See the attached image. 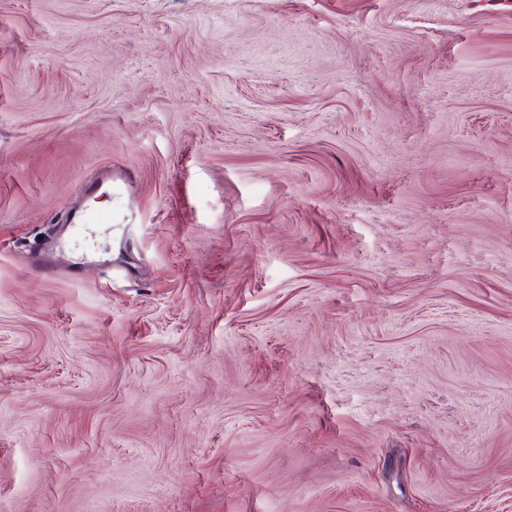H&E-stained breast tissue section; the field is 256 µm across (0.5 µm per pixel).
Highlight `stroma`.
<instances>
[{
  "instance_id": "obj_1",
  "label": "stroma",
  "mask_w": 512,
  "mask_h": 512,
  "mask_svg": "<svg viewBox=\"0 0 512 512\" xmlns=\"http://www.w3.org/2000/svg\"><path fill=\"white\" fill-rule=\"evenodd\" d=\"M0 512H512V0H0Z\"/></svg>"
}]
</instances>
